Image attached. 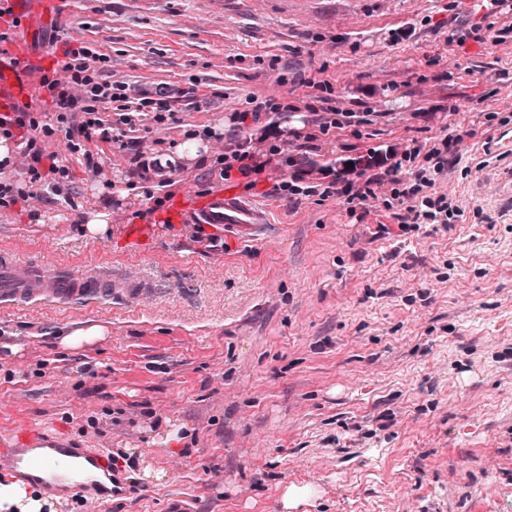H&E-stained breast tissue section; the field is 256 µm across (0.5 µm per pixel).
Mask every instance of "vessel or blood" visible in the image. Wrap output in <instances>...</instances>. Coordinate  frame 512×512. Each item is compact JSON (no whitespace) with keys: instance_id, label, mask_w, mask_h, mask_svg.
<instances>
[{"instance_id":"b4317fda","label":"vessel or blood","mask_w":512,"mask_h":512,"mask_svg":"<svg viewBox=\"0 0 512 512\" xmlns=\"http://www.w3.org/2000/svg\"><path fill=\"white\" fill-rule=\"evenodd\" d=\"M51 0H16L15 6L30 26L47 21ZM37 67L17 78L12 65L0 59V108L26 102ZM171 224H208L236 227L261 234L269 222L265 208L239 198L221 187L198 196L180 192L166 212ZM139 283L110 282L108 276L73 278L62 265L23 262L12 253L0 254V307L18 305H87L108 298L133 299L142 295ZM0 474L12 482L35 485L51 497L83 494L88 501L103 503L124 496L128 484L112 457L101 448H79L59 441L45 429L20 427L0 437Z\"/></svg>"}]
</instances>
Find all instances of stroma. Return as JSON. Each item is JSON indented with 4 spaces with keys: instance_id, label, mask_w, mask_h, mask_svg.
<instances>
[{
    "instance_id": "1",
    "label": "stroma",
    "mask_w": 512,
    "mask_h": 512,
    "mask_svg": "<svg viewBox=\"0 0 512 512\" xmlns=\"http://www.w3.org/2000/svg\"><path fill=\"white\" fill-rule=\"evenodd\" d=\"M51 20L59 39L109 55L131 93L193 88L175 120L137 124L148 159L207 134L172 156L156 195L205 194L221 180L204 160L234 139L260 155L302 128L320 70L337 108L371 121L317 163L463 134L436 183L462 215L408 233L377 208L357 221L338 198L275 194L293 170L274 162L245 194L269 211L264 234L218 226L212 244L158 223L135 247L125 229L149 202L126 154L91 143L89 168L56 138L68 196L36 187L0 208V245L151 293L0 310V435L34 425L136 456L134 490L82 512H512V124L487 119L512 115V38L495 40L512 13L485 0H61ZM252 96L296 109L232 129ZM99 214L103 237L87 230ZM92 324L104 335L64 344ZM293 485L310 494L287 509Z\"/></svg>"
}]
</instances>
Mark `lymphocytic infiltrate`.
<instances>
[{
  "label": "lymphocytic infiltrate",
  "instance_id": "1",
  "mask_svg": "<svg viewBox=\"0 0 512 512\" xmlns=\"http://www.w3.org/2000/svg\"><path fill=\"white\" fill-rule=\"evenodd\" d=\"M63 55V67L70 74L69 85L46 75L40 79L45 102L53 109L52 116H45L41 109L29 104L0 113V136L21 146L30 159L27 170L30 183H41L58 192L69 179V168L46 149L48 142L60 135L68 139L75 154L82 153L86 144L95 140L121 144L129 152V175L144 182L152 181L162 172L160 164L145 160L133 143L125 139V127L136 124L135 113H120L115 128L105 125L100 117L106 105L128 98L126 86L109 78L107 55L87 42L67 46ZM308 86L311 94L305 108L313 115L309 132L294 133L293 153H286L283 144L277 142L268 147L269 157H280L296 169L291 180L278 185L279 194L291 199L315 197L322 201L336 196L343 199L348 215L353 217L386 180L393 185L386 208L401 231L408 232L423 224L447 225L457 220L460 215L457 207L449 203L447 195L434 193L433 187L437 176L448 166L449 154L460 146L461 135L440 137L429 150L416 143L400 151H371L355 158L352 165H325L314 172L306 166L308 155L319 152L322 143L335 137L344 122L337 116L332 85L325 80H312ZM212 167L224 181L241 183L249 191L255 189V176L263 164L249 140L242 139L224 155L216 157Z\"/></svg>",
  "mask_w": 512,
  "mask_h": 512
}]
</instances>
